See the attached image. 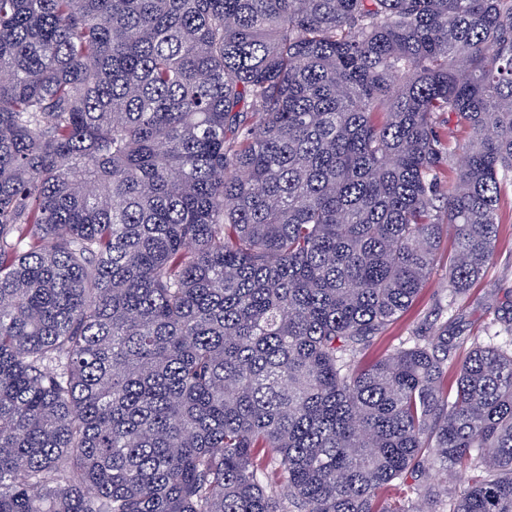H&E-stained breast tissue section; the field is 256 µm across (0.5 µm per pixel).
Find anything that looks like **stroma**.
<instances>
[{
	"label": "stroma",
	"instance_id": "35a3bbf8",
	"mask_svg": "<svg viewBox=\"0 0 512 512\" xmlns=\"http://www.w3.org/2000/svg\"><path fill=\"white\" fill-rule=\"evenodd\" d=\"M444 266H436L412 306L357 357L366 366L387 350L409 344L411 336L431 323L456 318L465 332L485 336L512 316V206L503 205L494 257L485 275L455 301L446 299Z\"/></svg>",
	"mask_w": 512,
	"mask_h": 512
}]
</instances>
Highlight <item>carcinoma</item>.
Returning <instances> with one entry per match:
<instances>
[{
    "instance_id": "1",
    "label": "carcinoma",
    "mask_w": 512,
    "mask_h": 512,
    "mask_svg": "<svg viewBox=\"0 0 512 512\" xmlns=\"http://www.w3.org/2000/svg\"><path fill=\"white\" fill-rule=\"evenodd\" d=\"M506 196L512 0H0V512H512ZM445 268L438 264L424 283L412 306L356 358V366L375 362L387 350L409 346L410 337L430 323L440 324L446 318H457L465 334L486 336L498 330L500 322L512 316V208L510 198L501 210V224L493 260L485 275L475 282L470 291L457 298L450 306ZM488 302L482 305L489 297ZM491 299V300H490ZM448 300V301H447ZM442 304L439 310V304ZM448 308V309H447Z\"/></svg>"
}]
</instances>
